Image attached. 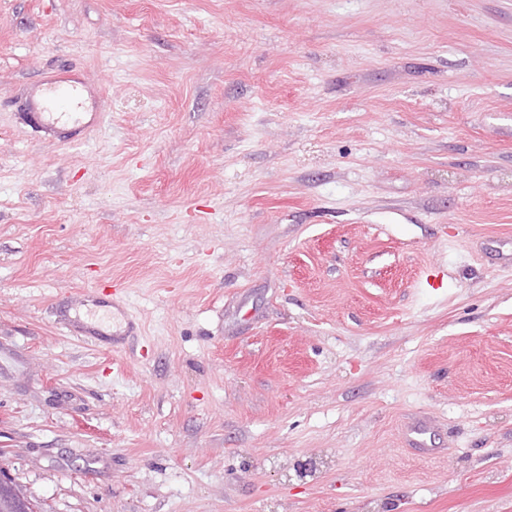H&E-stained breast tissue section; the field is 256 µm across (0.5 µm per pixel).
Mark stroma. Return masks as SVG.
<instances>
[{
    "label": "stroma",
    "instance_id": "1",
    "mask_svg": "<svg viewBox=\"0 0 512 512\" xmlns=\"http://www.w3.org/2000/svg\"><path fill=\"white\" fill-rule=\"evenodd\" d=\"M60 70L108 109L47 143ZM0 467L39 512H512V0H0ZM64 83L62 79H46L41 85V102L35 103L31 112H26L28 120L45 134H50L57 125L72 118V114L68 112H52L61 102L72 103L71 91Z\"/></svg>",
    "mask_w": 512,
    "mask_h": 512
}]
</instances>
